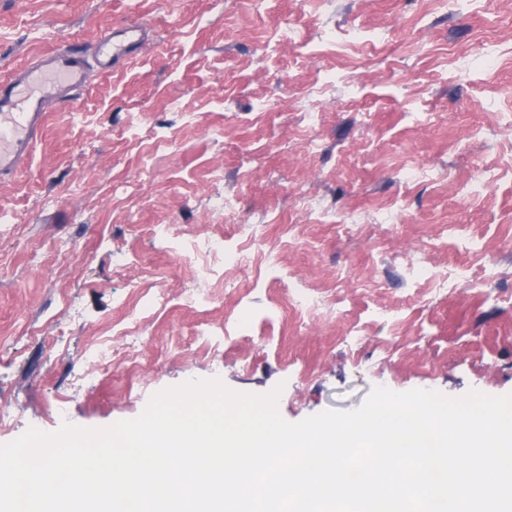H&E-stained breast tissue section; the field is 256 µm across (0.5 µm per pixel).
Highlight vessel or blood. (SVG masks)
<instances>
[{
	"mask_svg": "<svg viewBox=\"0 0 512 512\" xmlns=\"http://www.w3.org/2000/svg\"><path fill=\"white\" fill-rule=\"evenodd\" d=\"M144 25L112 29L98 42V67L119 70L139 58ZM89 76L83 53L73 45L51 51L35 66L0 82V177L12 174L43 132L51 100H68L86 87Z\"/></svg>",
	"mask_w": 512,
	"mask_h": 512,
	"instance_id": "b4317fda",
	"label": "vessel or blood"
}]
</instances>
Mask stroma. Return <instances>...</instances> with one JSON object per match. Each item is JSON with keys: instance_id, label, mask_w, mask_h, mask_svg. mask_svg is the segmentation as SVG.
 Returning a JSON list of instances; mask_svg holds the SVG:
<instances>
[{"instance_id": "stroma-1", "label": "stroma", "mask_w": 512, "mask_h": 512, "mask_svg": "<svg viewBox=\"0 0 512 512\" xmlns=\"http://www.w3.org/2000/svg\"><path fill=\"white\" fill-rule=\"evenodd\" d=\"M135 23L151 30L142 57L55 105L0 177V405L15 417L0 444L136 418L193 379L280 389L290 422L356 409L377 386L512 393V0H0V80ZM286 25L293 42L275 44ZM358 28L386 38L349 41ZM485 52L495 67L480 66ZM259 97L269 111H253ZM227 192L229 216L216 207ZM160 224L241 249L251 224L280 260L260 288L213 277L215 303L191 308L199 265ZM415 261L447 273L444 292L409 287ZM137 283L162 288L166 308L128 357L87 377ZM302 288L335 297L300 311ZM243 312L246 328L220 336Z\"/></svg>"}]
</instances>
